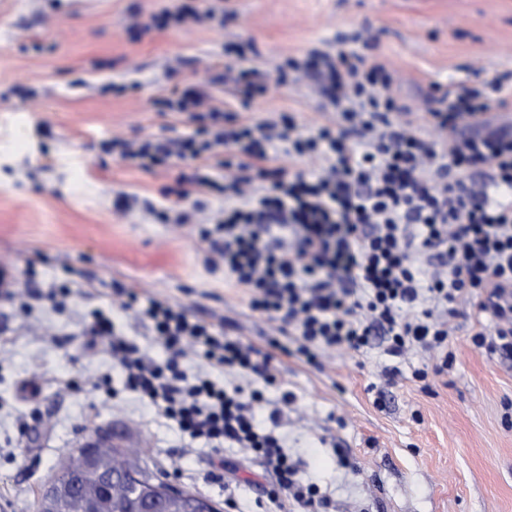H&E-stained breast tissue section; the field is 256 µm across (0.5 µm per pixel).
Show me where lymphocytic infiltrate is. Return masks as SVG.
Segmentation results:
<instances>
[{
    "label": "lymphocytic infiltrate",
    "instance_id": "lymphocytic-infiltrate-1",
    "mask_svg": "<svg viewBox=\"0 0 512 512\" xmlns=\"http://www.w3.org/2000/svg\"><path fill=\"white\" fill-rule=\"evenodd\" d=\"M346 42L333 53L312 50L275 76L251 65L228 67L223 75L232 94L247 102L271 79L284 83L289 72L303 73L337 114L313 132L284 116L237 122L189 84L162 105L185 114L195 125L191 134L110 137L101 150L145 169L201 159L221 169V148L236 149L242 160L231 176L199 172L192 179L197 192L224 197L223 209L200 230L210 248L207 262L244 288L253 310L292 335L290 354L307 363L317 364L322 351L365 353L379 336L394 358L414 348L431 353V368L415 370L414 379L445 374L454 360L448 320L471 302L495 324L494 341L479 331L474 344L511 358L512 126L493 124L488 114L512 74L480 88L449 87L427 113L438 133L429 139L400 120L402 108L389 92L392 74L363 53L370 40L357 33ZM277 147L322 165L308 174L272 166L270 151ZM483 166L492 170L486 185L473 178ZM114 294L122 309L150 324L166 352L164 359L152 358L119 336L102 309L90 311L84 334L89 345H104L123 373L124 389L190 442L216 454L227 447L251 452L274 478L270 498L327 512L330 498L299 479L276 432L292 393L282 394L263 423L255 410L265 401L263 391L220 384L210 375L216 369L268 384V356L185 308L126 288ZM189 344L208 371L187 372Z\"/></svg>",
    "mask_w": 512,
    "mask_h": 512
}]
</instances>
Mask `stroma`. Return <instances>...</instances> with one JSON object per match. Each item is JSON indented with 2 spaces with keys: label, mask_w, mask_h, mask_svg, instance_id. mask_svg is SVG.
Segmentation results:
<instances>
[{
  "label": "stroma",
  "mask_w": 512,
  "mask_h": 512,
  "mask_svg": "<svg viewBox=\"0 0 512 512\" xmlns=\"http://www.w3.org/2000/svg\"><path fill=\"white\" fill-rule=\"evenodd\" d=\"M223 23L172 21L145 31L135 16L173 9L178 0H0V271L28 310L0 301V512H36V500L85 425L116 430L139 450L142 466L202 494L220 512H301L271 501V479L237 448L216 464L190 448L153 407L122 388L103 351L83 347L84 314L108 308L118 333L159 358L147 323L112 303L116 287L184 306L223 324L228 336L266 348L276 324L251 309L243 289L206 262L198 237L205 200L187 224H156L123 212L118 193L159 206L192 207L195 164L150 170L101 152L107 137L175 138L186 117L158 100L193 83L239 121L292 116L304 128L333 120L307 81L270 83L241 103L213 87L219 67L244 58L267 70L342 34L379 31L373 57L394 75L392 90L415 127L449 86H476L512 71V0H223ZM13 86L37 96L10 95ZM72 269L68 307L47 295ZM455 355L444 375L413 379L428 353L386 355L375 343L358 360L341 350L320 366L274 352L267 399L291 392L278 432L300 478L331 498L328 512H512V359L476 347L493 334L488 314L466 306L451 321ZM398 367L393 385L384 372ZM383 406H376V397ZM358 471L341 466L338 449Z\"/></svg>",
  "instance_id": "obj_1"
}]
</instances>
